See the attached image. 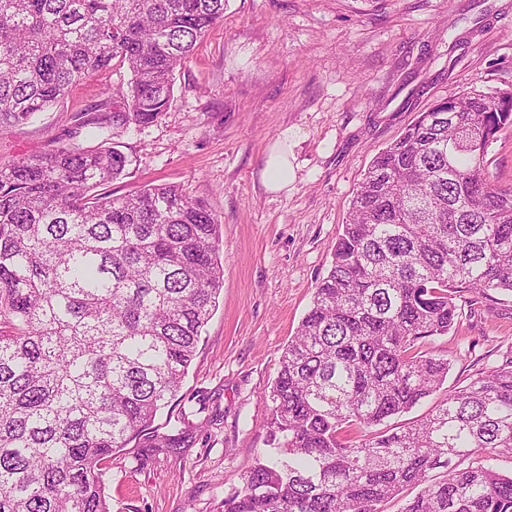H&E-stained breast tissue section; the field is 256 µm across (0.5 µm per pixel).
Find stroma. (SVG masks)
<instances>
[{"label":"stroma","mask_w":512,"mask_h":512,"mask_svg":"<svg viewBox=\"0 0 512 512\" xmlns=\"http://www.w3.org/2000/svg\"><path fill=\"white\" fill-rule=\"evenodd\" d=\"M130 73L112 66L52 110L0 129V160L69 142L76 119ZM512 87V0H227L224 17L175 73L166 112L130 131L110 189L173 183L220 220L224 286L179 392L203 400L193 447L105 463L110 512H224L268 449L267 395L283 348L326 276L372 159L420 112L471 89ZM300 137L294 181L267 192L264 155L283 128ZM436 350L461 387L512 350V302L486 300Z\"/></svg>","instance_id":"35a3bbf8"}]
</instances>
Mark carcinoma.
<instances>
[{
  "label": "carcinoma",
  "mask_w": 512,
  "mask_h": 512,
  "mask_svg": "<svg viewBox=\"0 0 512 512\" xmlns=\"http://www.w3.org/2000/svg\"><path fill=\"white\" fill-rule=\"evenodd\" d=\"M225 3L0 0V127L115 63L126 93L76 133L105 142L156 122ZM506 126L512 89L469 91L372 161L279 358L269 455L224 512H383L412 484L424 488L402 512H512V475L495 467L512 458V350L422 418L380 428L447 381L448 359L419 348L464 306L512 295V185L485 169ZM127 163L103 145L0 160V512H109L106 459L196 441L184 416L154 422L216 310L219 220L177 185L112 197Z\"/></svg>",
  "instance_id": "cac0c4a2"
}]
</instances>
